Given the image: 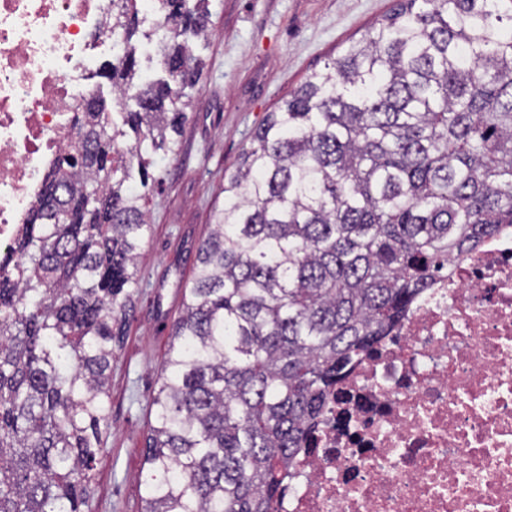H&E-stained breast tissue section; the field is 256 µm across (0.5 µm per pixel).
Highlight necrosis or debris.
I'll return each instance as SVG.
<instances>
[{"mask_svg": "<svg viewBox=\"0 0 512 512\" xmlns=\"http://www.w3.org/2000/svg\"><path fill=\"white\" fill-rule=\"evenodd\" d=\"M112 0H0V251L80 136ZM276 512H512V227L450 261L327 405Z\"/></svg>", "mask_w": 512, "mask_h": 512, "instance_id": "necrosis-or-debris-1", "label": "necrosis or debris"}]
</instances>
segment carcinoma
I'll use <instances>...</instances> for the list:
<instances>
[{
	"instance_id": "cac0c4a2",
	"label": "carcinoma",
	"mask_w": 512,
	"mask_h": 512,
	"mask_svg": "<svg viewBox=\"0 0 512 512\" xmlns=\"http://www.w3.org/2000/svg\"><path fill=\"white\" fill-rule=\"evenodd\" d=\"M99 73L80 139L0 259V512H84L154 168L208 0H157L162 76ZM512 224V0H399L266 114L197 252L144 448L143 512H274L350 367L448 262Z\"/></svg>"
}]
</instances>
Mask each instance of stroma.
Masks as SVG:
<instances>
[{
	"label": "stroma",
	"mask_w": 512,
	"mask_h": 512,
	"mask_svg": "<svg viewBox=\"0 0 512 512\" xmlns=\"http://www.w3.org/2000/svg\"><path fill=\"white\" fill-rule=\"evenodd\" d=\"M396 0H209L208 39L178 150L160 163L149 196L151 232L140 283L112 353L109 426L85 512H142L143 449L172 343L171 326L192 284L197 249L224 205L231 174L267 112L312 71L359 40Z\"/></svg>",
	"instance_id": "35a3bbf8"
}]
</instances>
